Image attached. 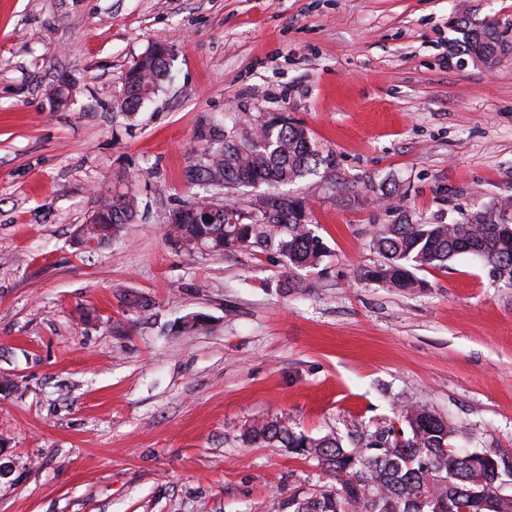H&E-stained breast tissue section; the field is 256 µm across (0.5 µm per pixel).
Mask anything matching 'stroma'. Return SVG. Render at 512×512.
I'll return each mask as SVG.
<instances>
[{
    "instance_id": "obj_1",
    "label": "stroma",
    "mask_w": 512,
    "mask_h": 512,
    "mask_svg": "<svg viewBox=\"0 0 512 512\" xmlns=\"http://www.w3.org/2000/svg\"><path fill=\"white\" fill-rule=\"evenodd\" d=\"M462 16L512 40V0H0V512H282L333 484L247 444L262 417L350 448L418 404L512 458V288L464 255L411 291L359 277L379 225L512 197V56L463 55ZM160 43L169 76L127 118L121 79ZM281 113L334 159L287 187L324 261L170 241L196 127ZM114 186L134 221L79 246Z\"/></svg>"
}]
</instances>
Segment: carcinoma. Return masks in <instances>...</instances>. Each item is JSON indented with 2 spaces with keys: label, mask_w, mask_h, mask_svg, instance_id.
Here are the masks:
<instances>
[{
  "label": "carcinoma",
  "mask_w": 512,
  "mask_h": 512,
  "mask_svg": "<svg viewBox=\"0 0 512 512\" xmlns=\"http://www.w3.org/2000/svg\"><path fill=\"white\" fill-rule=\"evenodd\" d=\"M465 34L466 54L491 63L512 54V41L494 22L470 26L458 23ZM166 67L159 58L134 60L124 74L117 105L134 113L152 98ZM197 154L186 166L185 180L203 190L192 201L165 217L167 236L183 244L198 242L214 251L231 250L251 238H278L288 268L316 266L327 249L311 228L312 215L304 199L281 194L269 216L247 211L220 196L242 182L271 188L288 185L331 166L309 132L280 116H257L239 139L210 127L196 129ZM134 195L114 191L93 211V222L76 230L79 243L98 246L132 223ZM512 199L496 201L452 224H383L372 244L382 260L360 271V277L388 288L407 291L423 287L415 272L440 267L458 255H470L488 268L497 282L512 287ZM112 228V234L102 230ZM460 427L425 406H403L396 419L368 434L353 448L335 435L312 437L295 430L280 417L259 419L245 428L249 444L286 448L297 456L314 458L336 478V485L307 501L288 499L294 512H512V460L495 452L463 453L453 445Z\"/></svg>",
  "instance_id": "obj_1"
}]
</instances>
